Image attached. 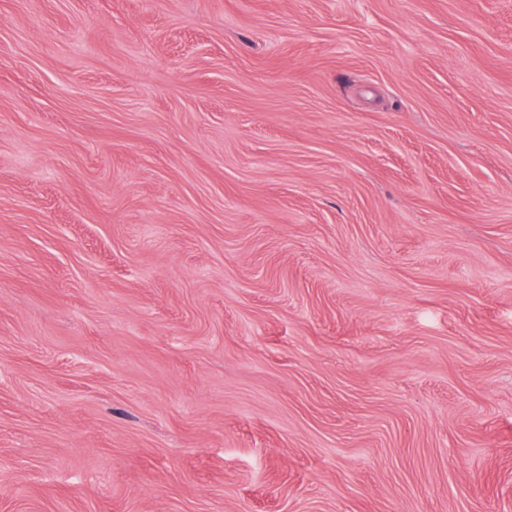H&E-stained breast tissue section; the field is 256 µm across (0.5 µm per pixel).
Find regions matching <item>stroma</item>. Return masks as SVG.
Returning <instances> with one entry per match:
<instances>
[{"instance_id":"obj_1","label":"stroma","mask_w":512,"mask_h":512,"mask_svg":"<svg viewBox=\"0 0 512 512\" xmlns=\"http://www.w3.org/2000/svg\"><path fill=\"white\" fill-rule=\"evenodd\" d=\"M0 512H512V0H0Z\"/></svg>"}]
</instances>
